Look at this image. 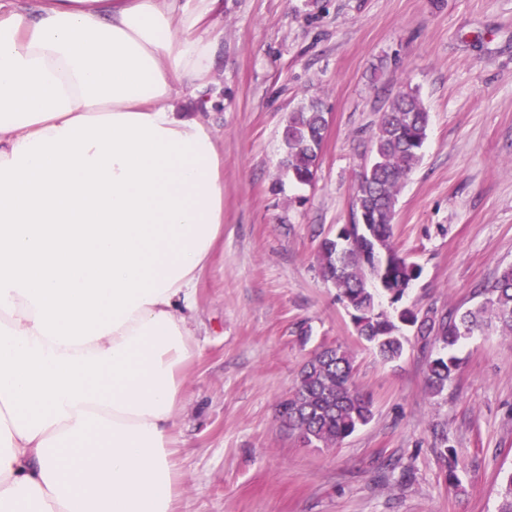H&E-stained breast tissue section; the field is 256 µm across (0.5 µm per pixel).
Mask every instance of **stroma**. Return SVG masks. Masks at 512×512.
Segmentation results:
<instances>
[{
	"label": "stroma",
	"instance_id": "obj_1",
	"mask_svg": "<svg viewBox=\"0 0 512 512\" xmlns=\"http://www.w3.org/2000/svg\"><path fill=\"white\" fill-rule=\"evenodd\" d=\"M199 32L219 47L215 103L181 104L224 153V232L195 293L202 352L184 369L174 512H496L512 471V338L466 340L431 394L434 346L409 328L402 357L381 363L318 248L351 223L381 114L411 86L430 124L394 220L397 249L422 268L406 305L469 308L512 263V0H220ZM312 99L328 127L302 186L281 166L283 134ZM328 344L352 353L373 417L338 447H305L278 408Z\"/></svg>",
	"mask_w": 512,
	"mask_h": 512
}]
</instances>
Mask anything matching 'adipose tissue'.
I'll return each instance as SVG.
<instances>
[{"label": "adipose tissue", "mask_w": 512, "mask_h": 512, "mask_svg": "<svg viewBox=\"0 0 512 512\" xmlns=\"http://www.w3.org/2000/svg\"><path fill=\"white\" fill-rule=\"evenodd\" d=\"M218 0H0V512H173Z\"/></svg>", "instance_id": "1"}]
</instances>
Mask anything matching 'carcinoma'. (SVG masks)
I'll return each mask as SVG.
<instances>
[{
    "label": "carcinoma",
    "mask_w": 512,
    "mask_h": 512,
    "mask_svg": "<svg viewBox=\"0 0 512 512\" xmlns=\"http://www.w3.org/2000/svg\"><path fill=\"white\" fill-rule=\"evenodd\" d=\"M429 112L418 91H398L382 113L373 133V156L354 190L352 224L322 240L319 264L322 276L340 291L351 310L357 336L390 363L404 351L401 326L416 329L421 339L433 342L426 382L439 394L458 369L454 351L460 341L496 324L512 336V265L501 268L478 294L483 302L462 313H424L404 307L392 316L381 309V298L401 303L421 268L402 256L394 244V218L401 186L421 162L427 139ZM327 118L321 103L290 113L284 130L285 172L307 184L317 172ZM354 358L341 346H324L304 364L288 396V425L309 435V445L335 448L367 424L372 402L353 385Z\"/></svg>",
    "instance_id": "cac0c4a2"
}]
</instances>
